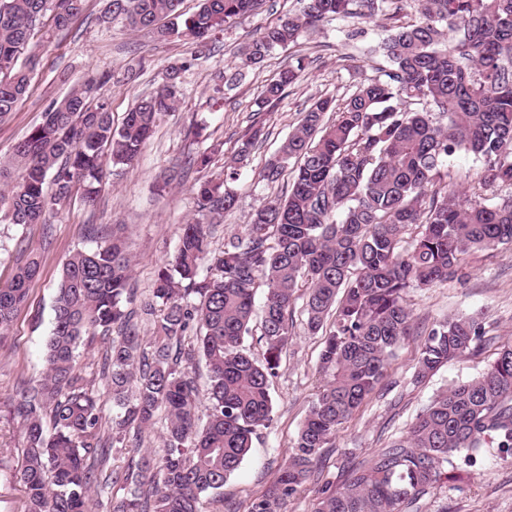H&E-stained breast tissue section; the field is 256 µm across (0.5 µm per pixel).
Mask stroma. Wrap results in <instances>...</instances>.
<instances>
[{"label": "stroma", "instance_id": "obj_1", "mask_svg": "<svg viewBox=\"0 0 512 512\" xmlns=\"http://www.w3.org/2000/svg\"><path fill=\"white\" fill-rule=\"evenodd\" d=\"M106 5L107 0H87L85 11L68 29L52 31L48 42L38 45L41 63L32 89L9 120L0 123V158H8L13 145L41 123L49 104L81 84L89 71L112 72L113 82L104 85L99 94L108 99L112 118L118 123L142 96L158 88L165 66L191 54V47L176 38L158 42L120 20L101 25L99 17ZM297 7V0H264L253 15L210 39L205 58L185 74L174 110L161 116L138 162L130 167H108L106 186L94 203L85 202L83 187L77 184L59 205L51 225L20 226L0 219V285L10 281L24 251L32 249L42 257L41 272L30 284L28 298L9 336L0 341V512H23L19 479L24 443L16 405L22 390L36 383L44 371L46 341L54 320L53 300L66 260L76 250L94 245L92 229L122 236L133 259L134 301L144 302L158 268L177 247L181 224L195 216L191 187L199 174L185 164L189 153L221 145L214 160L216 169H223L225 157L237 149L251 124L266 80L288 62L302 58L305 70L299 83L266 114L264 135L234 184L237 210L215 221L213 244L223 246L225 237L241 230L268 193L258 181L265 157L278 150L315 100L344 99L359 76L372 75L371 64L364 59L368 48L383 36L385 28L416 18L418 2L392 0L388 16L369 22L355 18L321 23L298 46L277 50L262 66L246 69L240 84L225 92L223 105H214L215 74L239 65L241 50L259 30ZM134 64L140 67L137 79L123 82L125 69ZM171 169L181 171L182 180L165 196H158L155 180ZM468 261L471 276L466 282L410 293L414 336L401 344L384 381L342 425L333 447L320 458L319 483L307 484L302 492L282 502L279 512H313L320 489L338 485L348 461L370 459L377 449L402 436L439 391L479 375L493 361L497 347L512 340V248L479 250ZM457 312L481 316L485 335L478 348L421 385H410L422 335L435 319ZM293 332L272 385L273 423L255 439L250 456L226 482L223 500L205 499L203 512H247L287 462L322 382L318 372L321 339L308 334L302 313L294 315ZM106 346L102 334L85 336L76 369L92 379L103 420L108 423L114 411L112 396L96 378ZM421 512H512V460L487 453L472 477L426 496Z\"/></svg>", "mask_w": 512, "mask_h": 512}]
</instances>
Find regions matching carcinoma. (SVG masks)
<instances>
[{
  "instance_id": "cac0c4a2",
  "label": "carcinoma",
  "mask_w": 512,
  "mask_h": 512,
  "mask_svg": "<svg viewBox=\"0 0 512 512\" xmlns=\"http://www.w3.org/2000/svg\"><path fill=\"white\" fill-rule=\"evenodd\" d=\"M86 0H0V120L17 110L40 64L33 40L46 13L63 29ZM263 0H201L190 15L181 0H109L112 21L163 42L201 45L257 11ZM298 11L265 27L244 49L256 65L297 43L323 20L386 15L389 0H297ZM379 49L386 65L341 103L318 99L304 112L258 177L265 186L293 174L283 195L266 197L241 232L212 246L206 219L238 206L229 187L239 160L262 132L261 113L238 157L194 190L197 218L182 225L176 251L154 280L151 298L127 310L132 258L114 237L79 249L63 265L41 380L17 406L26 448L20 481L24 512H89L91 488H119L112 512H200L220 496L253 440L273 421L271 385L292 335L297 300L309 333L323 336L324 381L298 431L288 462L248 512L279 502L314 480L323 450L385 377L413 335L406 297L469 276L472 250L512 246V0H418L414 22L388 29ZM194 53L166 66L156 93L113 125L107 100L84 82L50 104L42 123L0 162V207L11 223L49 224L74 182L93 201L104 168L134 164L160 116L175 107ZM302 60L263 87L260 108L286 97ZM471 153L480 167L462 196L448 162ZM30 254L0 286V341L40 273ZM266 286L259 335L254 288ZM154 338L141 336L142 323ZM112 336L100 374L116 408L102 429L99 399L76 370L84 336ZM475 316L433 322L420 344L413 383L476 348ZM263 344V360L249 353ZM209 370L206 419L197 415L195 360ZM165 413L162 453L139 451L141 433ZM49 418L51 431L44 428ZM493 448L512 459V343L489 367L436 395L406 435L351 464L341 485L325 489L314 512H420L421 501L476 467ZM130 454L113 468V452Z\"/></svg>"
}]
</instances>
